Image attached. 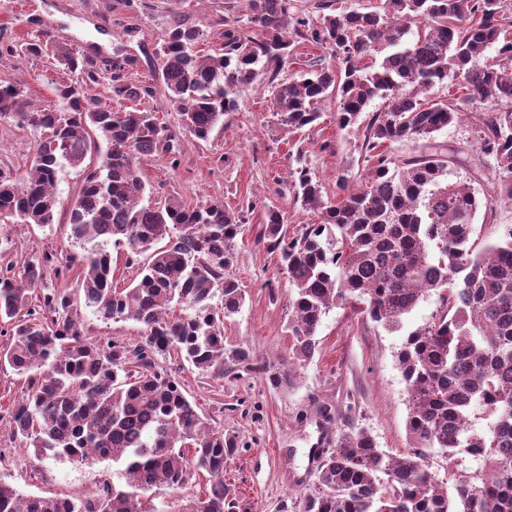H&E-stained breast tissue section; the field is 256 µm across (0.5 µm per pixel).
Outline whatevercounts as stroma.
Segmentation results:
<instances>
[{
	"instance_id": "obj_1",
	"label": "stroma",
	"mask_w": 512,
	"mask_h": 512,
	"mask_svg": "<svg viewBox=\"0 0 512 512\" xmlns=\"http://www.w3.org/2000/svg\"><path fill=\"white\" fill-rule=\"evenodd\" d=\"M245 5L246 0H0V45L41 34L71 44L104 69L113 58H133L130 79L147 81L155 73L170 25L180 21L195 27L202 34L201 48L216 52L224 44L225 18L244 16ZM0 80L24 86L32 104L43 106L54 100L51 83L66 82L67 77L52 56H15L0 63ZM268 100L263 84L243 89L236 110L225 115L223 126L208 140L180 135L174 147L178 167H171L164 156L143 166L155 200L175 196L194 203L218 201L230 209L245 206L251 198L260 201V209L249 214L236 239L238 258L230 273L244 289L245 303L224 331L228 339L251 346L259 367L276 364L286 353L292 320L288 276L256 239L264 220L262 206L284 211L292 233L314 223V214L296 203L286 187L292 156L306 150L325 194L335 195L339 177L354 180L363 174L366 126L387 108L385 100L375 99L353 129L342 130L331 98L321 104L318 122L288 133L277 124ZM479 128L477 115L468 114L438 133V141L457 151L450 165L452 180L471 177L479 168ZM33 145L30 133L0 123V166L25 175ZM80 180L76 169L59 173L61 204L52 227L0 224V264L19 268L47 253L61 262L80 253L66 229ZM317 338L312 360L299 368L296 385L284 390L269 388L260 372L228 377L219 385L188 365L165 363L206 417L246 442L225 478L255 512H281L282 503L303 500L319 465L316 449L347 425L366 429L390 453L409 445L407 392L395 358L401 337L337 306L324 316ZM326 409L334 417L329 424L321 417ZM31 459V451L12 440L8 420L1 418L0 480L18 490L79 497L94 490L101 474L112 471L108 462L48 460L42 478L36 479Z\"/></svg>"
}]
</instances>
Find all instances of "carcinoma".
<instances>
[{
    "instance_id": "1",
    "label": "carcinoma",
    "mask_w": 512,
    "mask_h": 512,
    "mask_svg": "<svg viewBox=\"0 0 512 512\" xmlns=\"http://www.w3.org/2000/svg\"><path fill=\"white\" fill-rule=\"evenodd\" d=\"M331 8L323 0L314 18L291 0H247L246 18L224 19V48L215 54L198 48V29L171 25L158 71L177 131L154 112L117 111L94 94L103 82L115 97L154 94L155 83L129 80L126 58L103 72L68 43L38 36L0 49V57L50 53L75 75L48 108L0 84V121L35 137L28 178L0 167V218L54 224L60 169L81 175L68 227L83 253L55 267L59 277L77 269V287L37 289L47 254L17 272L0 267V368L26 383L7 408L11 434L33 450L39 473L46 459L115 467L77 498L27 494L0 480V512H251L224 482L244 444L212 426L158 359L221 382L258 371L270 386L288 388L317 350L323 316L338 305L404 336L397 362L411 444L392 454L362 427L339 431L303 512H512V225L493 224L475 238L479 190L448 181L450 160L436 141L462 115L483 113L478 151L495 161L485 206L512 204V12L505 0H382L324 13ZM290 32L329 49L336 63L280 78ZM450 77L460 96L427 98ZM260 78L271 112L292 130L315 123L329 96L342 130L372 100L388 101L366 129L372 168L360 186L342 178L336 200L324 198L300 152L292 188L316 221L290 236L286 213L263 205L257 242L278 256L294 291L291 344L272 368L224 336L245 300L228 274L235 239L258 203L238 211L175 196L146 204L141 166L171 153L180 131L208 139ZM403 141L421 143L419 154L384 150ZM110 245L135 271L122 290L113 286ZM432 293L435 313L406 331L408 315ZM83 308L135 321L138 342L89 337ZM465 456L475 470L462 466Z\"/></svg>"
}]
</instances>
